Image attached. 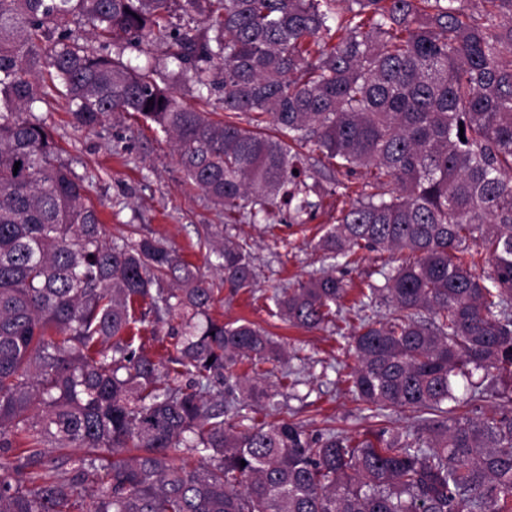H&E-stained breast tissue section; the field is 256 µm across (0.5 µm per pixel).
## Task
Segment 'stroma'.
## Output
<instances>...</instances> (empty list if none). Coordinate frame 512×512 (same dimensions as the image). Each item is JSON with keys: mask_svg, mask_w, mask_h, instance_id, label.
Masks as SVG:
<instances>
[{"mask_svg": "<svg viewBox=\"0 0 512 512\" xmlns=\"http://www.w3.org/2000/svg\"><path fill=\"white\" fill-rule=\"evenodd\" d=\"M40 114L62 149V158L79 175L92 176L90 198L113 238L127 235L130 225L163 237L201 274L216 278V260L197 246L198 235L242 236L252 246L257 286L252 291H221L213 313L232 323L247 320L266 330L288 350L287 365L297 370L299 383L278 382L275 389L285 411L294 413L310 433L329 429L352 436L369 429H410L416 419L407 412L387 418L370 417L348 392L344 377L355 359L335 326L306 330L289 326L270 312L274 290L323 271L333 272L357 285L379 281L383 263L398 265L409 252L395 255L361 251L357 263L345 266L322 258L314 245L336 212L335 198H328L309 223L286 224L284 215L271 212L238 226L225 224L203 192L183 176L172 143L141 121L123 116L96 131L77 130L67 112L44 105Z\"/></svg>", "mask_w": 512, "mask_h": 512, "instance_id": "1", "label": "stroma"}]
</instances>
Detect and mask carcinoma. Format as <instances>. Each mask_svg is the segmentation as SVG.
<instances>
[{
  "mask_svg": "<svg viewBox=\"0 0 512 512\" xmlns=\"http://www.w3.org/2000/svg\"><path fill=\"white\" fill-rule=\"evenodd\" d=\"M144 43L162 57L123 59ZM185 77L203 106L163 87ZM51 100L81 130L130 115L170 137L226 224L270 207L307 224L347 197L325 257L417 255L351 301L325 271L270 296L305 329L354 312L349 392L417 426L357 440L243 424V402L283 413L269 382L289 376L264 329L211 315L221 287L255 285L251 245L199 238L218 287L160 237L112 238L36 115ZM378 303L387 315L368 314ZM144 304L178 337L164 363L144 349ZM490 393V412H458ZM47 447L84 455L48 467ZM10 448L23 459L0 461V512H73L91 483L95 512H512V0H0Z\"/></svg>",
  "mask_w": 512,
  "mask_h": 512,
  "instance_id": "carcinoma-1",
  "label": "carcinoma"
}]
</instances>
